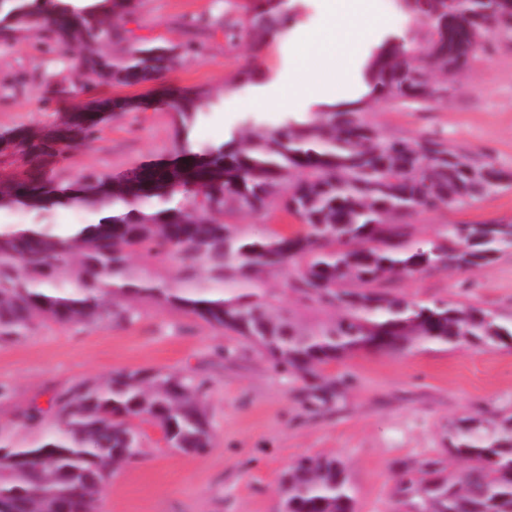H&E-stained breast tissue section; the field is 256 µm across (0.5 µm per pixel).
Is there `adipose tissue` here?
Masks as SVG:
<instances>
[{"label": "adipose tissue", "instance_id": "ef3b65f1", "mask_svg": "<svg viewBox=\"0 0 512 512\" xmlns=\"http://www.w3.org/2000/svg\"><path fill=\"white\" fill-rule=\"evenodd\" d=\"M324 24L301 30L289 45L288 70L254 95L257 103L288 106L307 98L335 102L360 85L361 50L384 28L377 0H323Z\"/></svg>", "mask_w": 512, "mask_h": 512}]
</instances>
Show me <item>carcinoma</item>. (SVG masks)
Here are the masks:
<instances>
[{"label":"carcinoma","instance_id":"obj_1","mask_svg":"<svg viewBox=\"0 0 512 512\" xmlns=\"http://www.w3.org/2000/svg\"><path fill=\"white\" fill-rule=\"evenodd\" d=\"M403 35L384 37L363 64L366 90L323 103L301 119L255 128L219 144L192 139L202 97L174 95V151L135 168V178L88 171L73 183L48 177V159L72 141L92 140L110 118L75 116L65 129L32 138L18 129L0 144L26 150L35 172L0 182V210L35 214L32 227L0 235V340L37 326L133 323L137 302L168 306L243 337L277 369L296 375L308 403L336 405L345 377L323 374L361 349L417 345L494 347L512 340V321L471 301L427 303L385 284L427 271L472 272L512 252V219L448 224L437 240L413 244L409 211H435L512 187V170L433 138L387 137L364 119L379 100L424 104L447 89L433 74L468 65L452 56L448 25L466 39L496 35L500 0H397ZM133 0H0V46L40 33L38 49L67 59L69 75L42 95L65 102L85 84L150 82L183 59L113 22ZM297 5L268 3L243 25L257 47L288 35ZM122 43L116 53L112 44ZM277 207L296 223L255 237L240 214ZM92 214L76 233L48 228L60 208ZM174 268L171 274L159 270ZM285 271L299 300L337 317L307 328L262 290V276ZM206 379L184 371L115 369L34 398L0 426V512H98L112 474L148 454L145 426L166 446L202 453L212 445ZM462 463L448 470V458ZM391 500L407 512H512V414L465 418L448 450L416 466L396 464ZM283 512H356L345 463L303 457L281 476Z\"/></svg>","mask_w":512,"mask_h":512}]
</instances>
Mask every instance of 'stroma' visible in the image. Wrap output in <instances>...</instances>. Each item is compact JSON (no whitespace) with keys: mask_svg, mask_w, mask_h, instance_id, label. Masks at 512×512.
<instances>
[{"mask_svg":"<svg viewBox=\"0 0 512 512\" xmlns=\"http://www.w3.org/2000/svg\"><path fill=\"white\" fill-rule=\"evenodd\" d=\"M258 0H136L131 29L147 38L199 44V54L161 78L134 86L89 87L76 103L112 97L133 100L116 111L99 139L49 161L58 178L87 171L119 176L174 148L169 93L209 96L193 138L220 143L254 125L273 127L313 111L312 101L289 108L240 107L254 86L228 92L238 70L259 69L267 81L288 68V41L256 47L247 35L226 37L221 25L242 22ZM50 55L25 42L0 48V133L22 128L45 134L62 124L73 104H42ZM433 107L378 103L365 118L384 134L434 137L449 147L490 156L512 169V40L496 38L472 70L448 82ZM512 218V189L462 207L409 216L413 240L423 243L447 224ZM417 301L468 296L502 318L512 317V254L468 274L429 271L391 283ZM131 325L83 328L52 323L19 340L0 342V424L52 388L115 369L192 371L209 379L207 407L213 445L205 453L150 449L108 480L101 512H276L280 478L304 456L341 459L356 492L358 512H388L395 465H415L446 448L461 419L512 413V345L493 349L429 345L398 353L356 351L327 371L349 376L335 407L310 411L301 383L276 372L244 338L211 328L172 308L138 305ZM231 349L233 358L219 357Z\"/></svg>","mask_w":512,"mask_h":512,"instance_id":"stroma-1","label":"stroma"}]
</instances>
